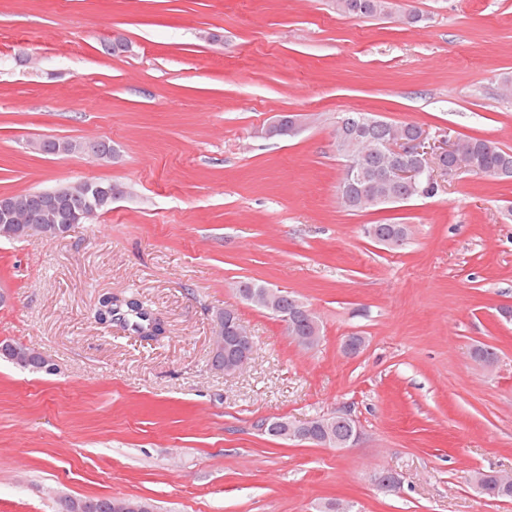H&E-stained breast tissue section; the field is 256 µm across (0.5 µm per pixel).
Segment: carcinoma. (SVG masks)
Segmentation results:
<instances>
[{
    "instance_id": "1",
    "label": "carcinoma",
    "mask_w": 512,
    "mask_h": 512,
    "mask_svg": "<svg viewBox=\"0 0 512 512\" xmlns=\"http://www.w3.org/2000/svg\"><path fill=\"white\" fill-rule=\"evenodd\" d=\"M336 11L352 19L386 16L394 8L393 0H335ZM336 125L349 134L343 142H333L336 156L342 161L343 174L336 186L342 207L350 212L362 213L379 206L395 204L404 199L430 197L438 185L413 188L392 179L390 162L382 153L383 143L394 136L415 138L422 126L413 121L392 122L369 112H343ZM458 162L470 174L497 181H512V150L499 147L495 142L475 137L459 139ZM359 162L362 178L350 180L351 162ZM27 211L38 220L40 228L33 233L47 240L55 238L58 225L71 227L93 219L86 213L83 197L66 196L65 188H53L15 196ZM367 234L372 239L389 240V247L399 248L409 238L407 224H371ZM101 324L119 322L123 327L149 339L163 335L164 327L145 301L136 295L122 299L105 297L95 313ZM471 481L479 493L495 498L512 500V475L499 472L476 471Z\"/></svg>"
}]
</instances>
